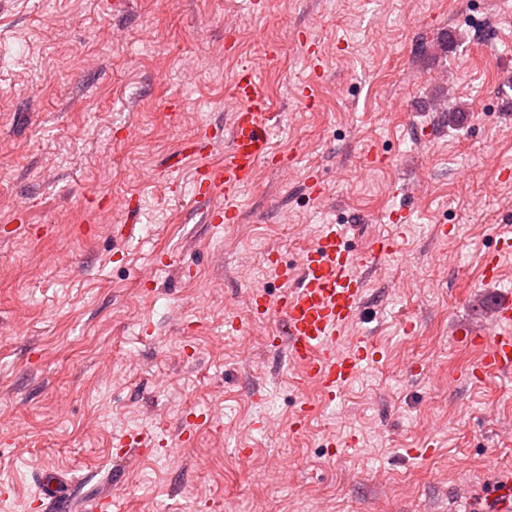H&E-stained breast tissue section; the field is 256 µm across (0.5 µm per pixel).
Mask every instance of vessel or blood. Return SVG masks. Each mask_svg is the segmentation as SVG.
<instances>
[{"label":"vessel or blood","mask_w":512,"mask_h":512,"mask_svg":"<svg viewBox=\"0 0 512 512\" xmlns=\"http://www.w3.org/2000/svg\"><path fill=\"white\" fill-rule=\"evenodd\" d=\"M231 87L237 106L231 114L224 158L202 165L194 182L196 198L207 202L202 220L212 225L238 221L229 197L253 184L262 165L277 157L271 138L277 115L261 90L256 70L237 68ZM350 230L347 224L323 225L295 264L269 258V271L280 292L248 293L250 312L277 317L276 345L284 349L289 363L300 367L298 388L315 385L329 404L381 357L380 348L367 337L350 338L345 346L340 340L363 305L367 277L398 251L394 239L380 236L353 247ZM488 314L491 324L475 323L459 333L461 342L480 341L488 347L472 372L476 378L492 370H512V293L494 297ZM36 486L37 500L49 512H71L73 493L62 489L56 476L42 474Z\"/></svg>","instance_id":"b4317fda"}]
</instances>
